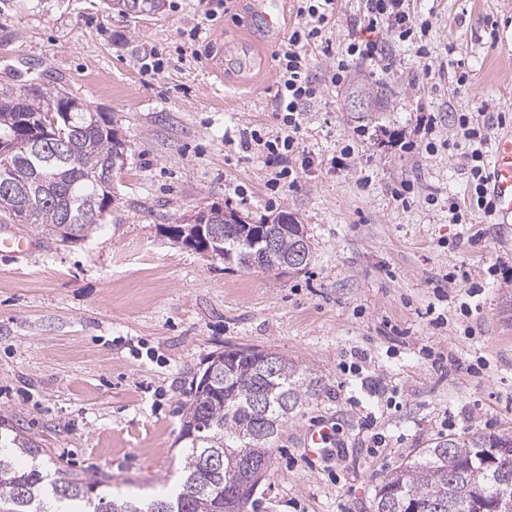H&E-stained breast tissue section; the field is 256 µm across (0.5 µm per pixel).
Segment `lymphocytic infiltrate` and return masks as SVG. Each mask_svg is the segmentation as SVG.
I'll use <instances>...</instances> for the list:
<instances>
[{
    "label": "lymphocytic infiltrate",
    "mask_w": 512,
    "mask_h": 512,
    "mask_svg": "<svg viewBox=\"0 0 512 512\" xmlns=\"http://www.w3.org/2000/svg\"><path fill=\"white\" fill-rule=\"evenodd\" d=\"M406 0H361L359 21L369 31L370 36L350 43L345 59L339 60L330 81L339 85L345 83L352 61L371 62L380 72H387L394 60L387 42L375 39L374 34L384 31L410 42L422 67L424 77H431L433 66L427 37L430 26L417 21L405 6ZM335 0H306L299 5L297 14L301 22L292 31L286 45L281 48L278 59L281 63L279 85L276 91V110L282 119L279 132L264 136L252 130L242 132V149H256L264 154L265 162L273 170V184L292 177L297 168L310 167L300 142V116L308 102L316 97L318 88L314 83L307 57L308 48L321 38L333 14ZM457 124L468 140L467 157L471 161L470 175L474 182L477 205L485 216H493L495 206L485 193L487 162L483 148L487 142V123L474 119L471 113L462 112Z\"/></svg>",
    "instance_id": "f902f5d3"
}]
</instances>
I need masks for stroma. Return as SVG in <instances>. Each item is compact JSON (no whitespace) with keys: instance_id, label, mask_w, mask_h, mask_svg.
Returning <instances> with one entry per match:
<instances>
[{"instance_id":"1","label":"stroma","mask_w":512,"mask_h":512,"mask_svg":"<svg viewBox=\"0 0 512 512\" xmlns=\"http://www.w3.org/2000/svg\"><path fill=\"white\" fill-rule=\"evenodd\" d=\"M255 2L228 0L209 21L203 0L132 16L107 0H0V84L64 87L127 146L105 224L0 256V416L69 468L108 479L113 495L158 498L178 476L193 376L214 351L258 347L321 384L281 428L248 512H373L376 485L435 439L512 435V224L478 208L451 118L485 104L506 120L490 136L512 131V0H411L432 25L436 75L391 39L389 73L352 67L350 83L385 98L364 111L329 80L360 7L337 0L331 53L308 51L319 93L300 137L314 165L292 187L271 186L262 154L233 141L246 127L280 128L288 37L251 22ZM428 112L439 118L429 135ZM346 145L349 166L336 168ZM405 180L404 205L392 189ZM452 199L466 223H449ZM213 205L254 222L292 214L309 265L242 270L171 238ZM320 421L346 459L305 456L303 433Z\"/></svg>"}]
</instances>
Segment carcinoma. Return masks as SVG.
Masks as SVG:
<instances>
[{
    "label": "carcinoma",
    "instance_id": "1",
    "mask_svg": "<svg viewBox=\"0 0 512 512\" xmlns=\"http://www.w3.org/2000/svg\"><path fill=\"white\" fill-rule=\"evenodd\" d=\"M65 89H31L22 94L11 86L0 87V136L15 133L18 139L9 152L10 178L30 189V204L22 214L0 198V223L25 224L34 231L73 243L88 236L94 225L85 221V204L101 193L93 180L112 159L121 138L110 122L86 109L64 112L61 124L70 126L72 147L67 155L38 167L34 177L23 141L40 137L48 111L49 93ZM289 225L279 233L276 252L286 259L295 251L305 226L286 212L272 223ZM248 249L237 239L224 240L219 260L250 269ZM220 363L229 374V385L220 379L203 385L204 376L191 381L180 441L184 443L182 482L174 494L141 504L112 498L106 480H89L55 462L39 442L19 424L0 418V512H47L51 497L69 512H221L228 481L227 467L216 458L226 448H246L253 465L266 477L273 444L290 416L313 396L320 379L310 370L277 356L274 370L261 374L256 362L242 351L214 352L208 364ZM259 390L265 410L256 414L241 397L243 390ZM499 448L498 464L490 466L482 449ZM512 480V435L441 438L414 452L376 487L374 512H409L413 506L429 512H512V495L503 496L504 479ZM259 483L237 491L235 512L245 507Z\"/></svg>",
    "mask_w": 512,
    "mask_h": 512
}]
</instances>
